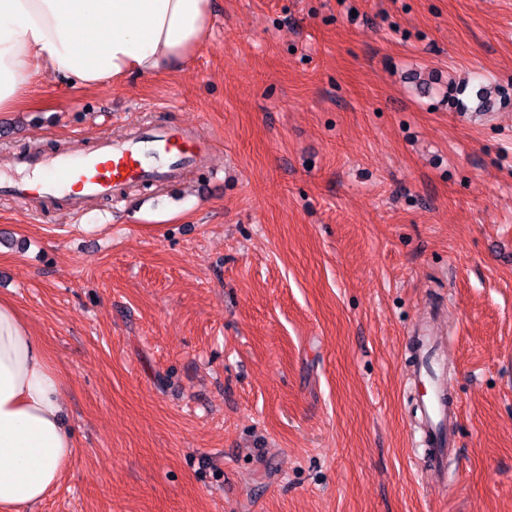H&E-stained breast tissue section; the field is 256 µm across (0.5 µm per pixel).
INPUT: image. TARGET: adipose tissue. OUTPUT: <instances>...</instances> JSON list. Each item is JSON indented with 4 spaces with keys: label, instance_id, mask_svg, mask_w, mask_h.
I'll return each instance as SVG.
<instances>
[{
    "label": "adipose tissue",
    "instance_id": "obj_1",
    "mask_svg": "<svg viewBox=\"0 0 512 512\" xmlns=\"http://www.w3.org/2000/svg\"><path fill=\"white\" fill-rule=\"evenodd\" d=\"M211 12V0H0V112L46 73L95 89L180 68ZM74 453L61 379L14 306L0 302V512L45 499Z\"/></svg>",
    "mask_w": 512,
    "mask_h": 512
}]
</instances>
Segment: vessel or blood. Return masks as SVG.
I'll return each mask as SVG.
<instances>
[{"label":"vessel or blood","instance_id":"obj_1","mask_svg":"<svg viewBox=\"0 0 512 512\" xmlns=\"http://www.w3.org/2000/svg\"><path fill=\"white\" fill-rule=\"evenodd\" d=\"M208 151L205 138L141 122L126 137H100L79 152L1 158L0 169L28 172V179L13 181L9 190L33 209L62 192L67 208L77 214L90 198L115 199L122 186H175L182 173ZM422 414L426 427L435 433L448 417V406L436 395L426 401Z\"/></svg>","mask_w":512,"mask_h":512}]
</instances>
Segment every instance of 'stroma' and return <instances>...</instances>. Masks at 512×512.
I'll list each match as a JSON object with an SVG mask.
<instances>
[{
    "label": "stroma",
    "instance_id": "35a3bbf8",
    "mask_svg": "<svg viewBox=\"0 0 512 512\" xmlns=\"http://www.w3.org/2000/svg\"><path fill=\"white\" fill-rule=\"evenodd\" d=\"M148 119L212 141L176 189L76 217L0 193V300L76 443L28 512H512V0H213L187 65L43 76L0 150ZM425 321L453 412L440 482ZM417 342L419 343L418 351L421 355L423 376L434 392V396L425 402L422 414L426 427L431 430V434L437 435L441 425L448 417V405L441 399L440 389L434 378L435 369L432 361L429 359V352L431 348L430 336L427 334L417 336L416 343Z\"/></svg>",
    "mask_w": 512,
    "mask_h": 512
}]
</instances>
